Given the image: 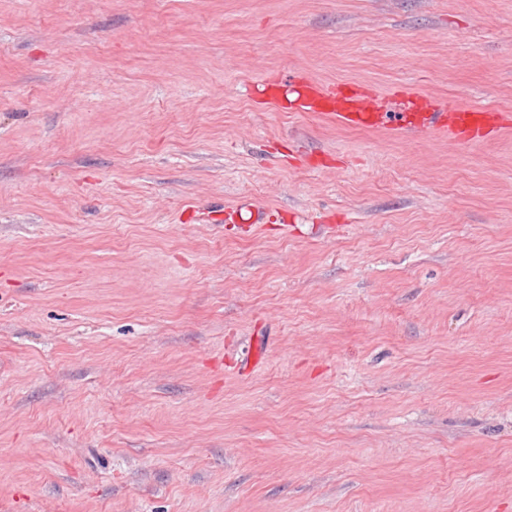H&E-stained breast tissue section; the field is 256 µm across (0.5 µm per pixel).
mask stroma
I'll use <instances>...</instances> for the list:
<instances>
[{
	"label": "stroma",
	"instance_id": "35a3bbf8",
	"mask_svg": "<svg viewBox=\"0 0 512 512\" xmlns=\"http://www.w3.org/2000/svg\"><path fill=\"white\" fill-rule=\"evenodd\" d=\"M0 512H512V0H0ZM312 93L315 97L327 100L331 103L327 115L336 118L337 121L347 124L358 120L378 119L382 124L391 123V117L400 115L398 122L403 121L402 112H388L387 104L379 103L380 96L341 95L338 89L336 91L329 86L313 85Z\"/></svg>",
	"mask_w": 512,
	"mask_h": 512
}]
</instances>
